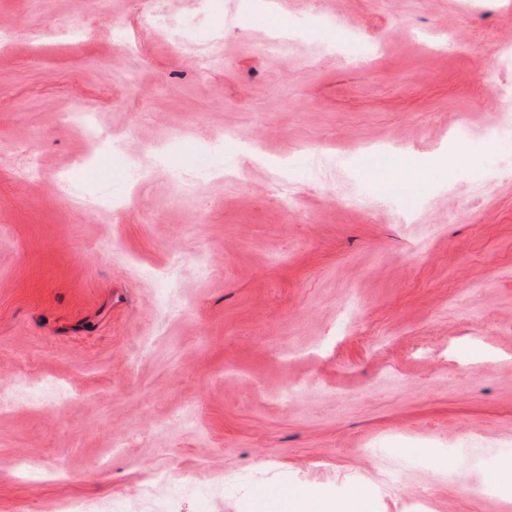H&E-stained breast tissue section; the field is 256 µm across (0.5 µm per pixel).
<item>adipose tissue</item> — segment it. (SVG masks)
I'll list each match as a JSON object with an SVG mask.
<instances>
[{
    "instance_id": "adipose-tissue-1",
    "label": "adipose tissue",
    "mask_w": 512,
    "mask_h": 512,
    "mask_svg": "<svg viewBox=\"0 0 512 512\" xmlns=\"http://www.w3.org/2000/svg\"><path fill=\"white\" fill-rule=\"evenodd\" d=\"M253 512H372L366 496L348 493L336 497L327 488L300 485L288 488L281 484L256 491L252 498Z\"/></svg>"
}]
</instances>
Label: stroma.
Instances as JSON below:
<instances>
[{
  "instance_id": "obj_1",
  "label": "stroma",
  "mask_w": 512,
  "mask_h": 512,
  "mask_svg": "<svg viewBox=\"0 0 512 512\" xmlns=\"http://www.w3.org/2000/svg\"><path fill=\"white\" fill-rule=\"evenodd\" d=\"M175 5L192 43L157 0H0V383L70 388L0 412V512H248L379 472L375 512H512L468 472L512 458V0ZM77 110L124 150L79 168Z\"/></svg>"
}]
</instances>
